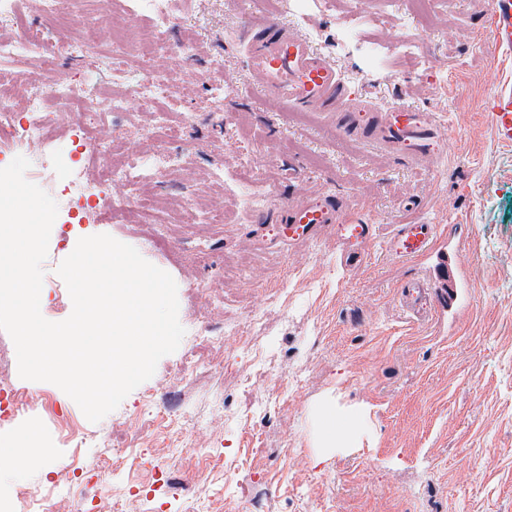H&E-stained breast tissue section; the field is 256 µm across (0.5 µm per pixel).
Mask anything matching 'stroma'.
I'll list each match as a JSON object with an SVG mask.
<instances>
[{
  "mask_svg": "<svg viewBox=\"0 0 512 512\" xmlns=\"http://www.w3.org/2000/svg\"><path fill=\"white\" fill-rule=\"evenodd\" d=\"M288 3L168 0L165 48L133 58L170 77V124L197 116L165 144L181 168L155 171L141 188L176 215L161 227L169 250H156L147 224H70L49 239L41 313L70 316L57 268L79 238L108 234L172 276L185 334L96 423L58 386L17 379L34 407L0 425V441L38 439L34 452L0 464V512H71L98 486L122 512H245L255 492L265 512H512V143L490 123L496 91L512 86V51L490 38L491 0H432L425 15L409 0ZM62 11L71 18L63 27L33 6L23 20L69 53L17 67L38 85L95 84L91 136H111L116 159L139 161L149 117L132 96L112 112L111 74L87 71L82 56L109 48L113 30L145 23L147 11L132 0H65ZM266 14L349 76L343 103L439 114L437 152L391 154L317 116L290 124L254 91L237 40ZM398 33L410 52L396 47ZM218 81L226 91L217 100ZM243 179L264 207L240 205ZM316 191L373 224L361 268L339 262L343 225L291 243L273 221L276 205ZM189 198L223 223L181 217ZM408 198L415 210L404 209ZM416 221L439 227L425 251L388 252L386 235ZM452 269L461 276L453 303L407 306L404 282L437 283ZM254 312L263 325L250 322ZM329 403L365 419L349 445H320Z\"/></svg>",
  "mask_w": 512,
  "mask_h": 512,
  "instance_id": "1",
  "label": "stroma"
}]
</instances>
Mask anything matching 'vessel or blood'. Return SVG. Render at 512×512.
Wrapping results in <instances>:
<instances>
[{"label":"vessel or blood","mask_w":512,"mask_h":512,"mask_svg":"<svg viewBox=\"0 0 512 512\" xmlns=\"http://www.w3.org/2000/svg\"><path fill=\"white\" fill-rule=\"evenodd\" d=\"M491 39L498 48L512 49V0H492ZM239 40L254 86L271 94L284 109L335 116L340 132L397 154L424 157L436 149L438 125L431 113L403 106L378 111L366 103L337 111L345 85L341 72L288 25L268 17L244 29ZM491 115L495 135L512 142L511 89L494 98ZM277 220L287 225L291 240L297 242L315 237L324 225L346 222L349 233L341 244L340 262L351 269L365 260L372 225L343 219L333 198L320 194L299 206H281ZM435 234L432 224H401L389 242L397 254L411 258L430 244Z\"/></svg>","instance_id":"vessel-or-blood-1"}]
</instances>
